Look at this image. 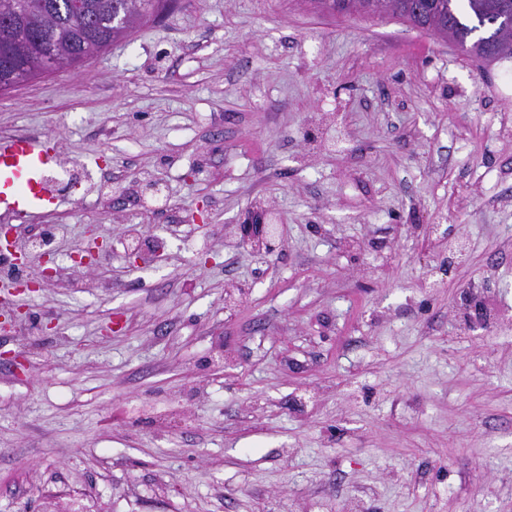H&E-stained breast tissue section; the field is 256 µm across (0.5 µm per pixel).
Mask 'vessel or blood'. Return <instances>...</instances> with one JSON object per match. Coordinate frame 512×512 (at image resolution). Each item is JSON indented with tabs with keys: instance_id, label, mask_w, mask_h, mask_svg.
Listing matches in <instances>:
<instances>
[{
	"instance_id": "obj_1",
	"label": "vessel or blood",
	"mask_w": 512,
	"mask_h": 512,
	"mask_svg": "<svg viewBox=\"0 0 512 512\" xmlns=\"http://www.w3.org/2000/svg\"><path fill=\"white\" fill-rule=\"evenodd\" d=\"M60 162L48 137L14 134L0 137V220L35 218L49 213L60 201L44 181Z\"/></svg>"
}]
</instances>
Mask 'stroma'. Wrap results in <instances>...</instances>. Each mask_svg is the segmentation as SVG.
Segmentation results:
<instances>
[{
	"mask_svg": "<svg viewBox=\"0 0 512 512\" xmlns=\"http://www.w3.org/2000/svg\"><path fill=\"white\" fill-rule=\"evenodd\" d=\"M16 132L75 166L11 222L36 287L0 290V512H512V58L175 0L0 93ZM252 224L253 236L247 244L251 249L259 254L267 257L273 256L278 253L282 246V239L280 233V224Z\"/></svg>",
	"mask_w": 512,
	"mask_h": 512,
	"instance_id": "35a3bbf8",
	"label": "stroma"
}]
</instances>
